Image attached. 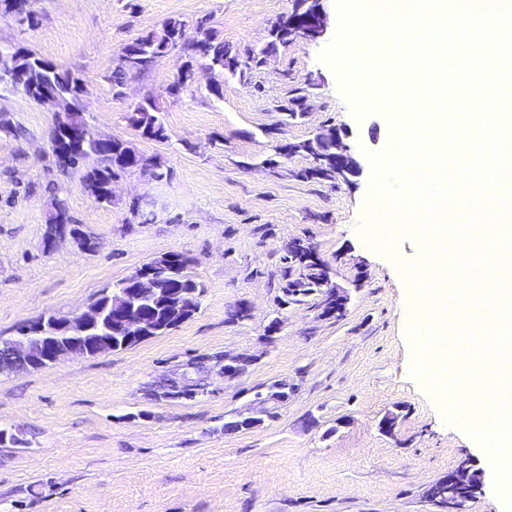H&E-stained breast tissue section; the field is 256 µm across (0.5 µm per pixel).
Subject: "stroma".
Here are the masks:
<instances>
[{"label": "stroma", "mask_w": 512, "mask_h": 512, "mask_svg": "<svg viewBox=\"0 0 512 512\" xmlns=\"http://www.w3.org/2000/svg\"><path fill=\"white\" fill-rule=\"evenodd\" d=\"M322 5V38L297 40L241 78L197 69L176 95L175 52L114 95L109 77L122 47L171 17L195 36L206 17L243 56L265 45L292 0H36L34 23L0 19V43L79 73L89 122L160 157L168 171L160 181L124 173L112 184L114 203L99 204L78 172L56 169L52 110L1 88L0 110L23 133L0 128V336L47 311L83 310L166 253L192 257L206 287L194 317L164 335L0 373V427L20 438L0 444V512H431L430 483L467 456L485 466L452 410L412 371L416 308L403 271L420 249L405 234L382 252L364 234L371 163L352 184L306 180L308 157L275 153L324 125L351 129L365 153L392 142L387 116H357L322 60L338 27L336 0ZM295 87L306 88L308 110L289 121L279 107ZM148 95L161 106L167 140L142 139L127 120ZM56 196L96 251L44 249ZM142 199L156 203L146 223L131 210ZM293 238L349 289L345 316L322 317L317 295L282 304V258ZM242 303L250 318H232ZM275 318L281 327L267 335ZM228 356L243 364L229 379ZM166 378L194 386L193 396L164 395ZM276 382L288 385L277 418L225 432L226 420L247 414ZM397 409L395 433L386 435L380 422Z\"/></svg>", "instance_id": "obj_1"}]
</instances>
